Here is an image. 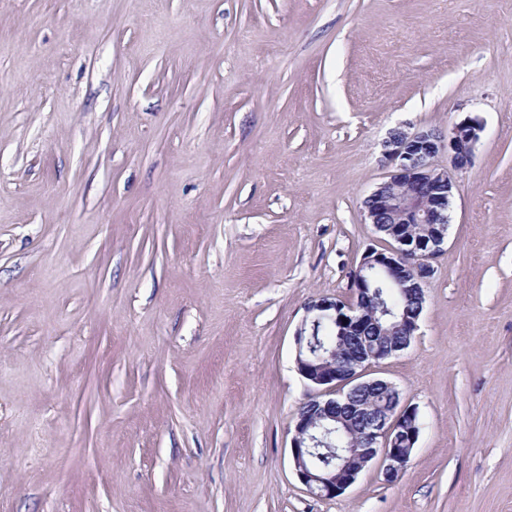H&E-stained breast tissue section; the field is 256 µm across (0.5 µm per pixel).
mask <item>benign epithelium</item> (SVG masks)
Listing matches in <instances>:
<instances>
[{
    "label": "benign epithelium",
    "instance_id": "benign-epithelium-1",
    "mask_svg": "<svg viewBox=\"0 0 512 512\" xmlns=\"http://www.w3.org/2000/svg\"><path fill=\"white\" fill-rule=\"evenodd\" d=\"M481 131L482 125L468 117L454 124L446 136L430 129L413 132L396 129L389 133L383 141V157L393 166V171L364 198L362 206L365 223L373 225L378 234L393 236L395 245L385 250L373 247L366 250L354 274L350 299L323 296L307 306V316L294 337L295 361L299 374L313 391L307 403L317 408V413L297 416L291 455L299 480L315 496L329 498L343 493L379 456L386 461L384 478L392 483L410 460L420 431L417 410L403 404L402 394L393 383L366 377V368L410 346L423 308L403 313L395 321L390 335L402 337V342H387L374 353L365 354L362 349L368 323L363 312L367 295L365 275L379 267L400 292L425 299L426 288L434 275L433 260L441 254L447 240L454 190L448 171L436 167L434 159L446 149L455 168L468 166ZM390 218L398 224L426 225L429 244L409 245L407 238L386 228ZM321 317L330 318L339 333L353 336L356 346L339 355L334 349L313 350L308 328ZM377 384L392 390L393 399L388 407L378 410L356 402V391ZM349 412L358 418L361 437L347 449L338 469L317 471L313 459L324 434L335 431L336 424Z\"/></svg>",
    "mask_w": 512,
    "mask_h": 512
}]
</instances>
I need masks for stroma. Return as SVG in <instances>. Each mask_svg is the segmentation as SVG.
Here are the masks:
<instances>
[{"label":"stroma","instance_id":"1","mask_svg":"<svg viewBox=\"0 0 512 512\" xmlns=\"http://www.w3.org/2000/svg\"><path fill=\"white\" fill-rule=\"evenodd\" d=\"M467 117L410 462L313 496L295 332ZM0 512H512V0H0Z\"/></svg>","mask_w":512,"mask_h":512}]
</instances>
